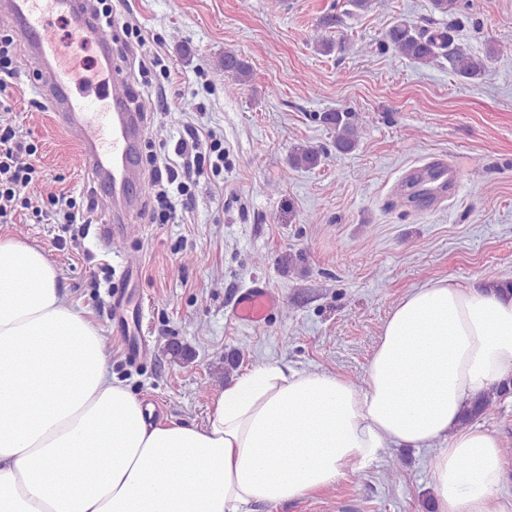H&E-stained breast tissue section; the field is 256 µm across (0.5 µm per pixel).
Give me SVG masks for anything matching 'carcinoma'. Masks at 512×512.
<instances>
[{
  "label": "carcinoma",
  "instance_id": "carcinoma-1",
  "mask_svg": "<svg viewBox=\"0 0 512 512\" xmlns=\"http://www.w3.org/2000/svg\"><path fill=\"white\" fill-rule=\"evenodd\" d=\"M385 41L391 45L396 55L416 63L427 64L442 56L448 59L453 71L466 79L475 80L481 77L488 63L499 53V49L491 45L485 55L477 56L465 53L461 48L453 46L454 38L446 28L437 30L420 29L409 22H401L391 27ZM224 72L230 74L232 83L225 85L224 90L230 91L234 86L248 80L250 68L232 51L224 52ZM321 119L330 125L336 133V152L348 154L354 151L360 141L358 127L349 112H325ZM320 162V153L309 146H296L290 153V164L294 168H313ZM512 393V386L505 383L496 386L474 401L471 409L464 416L469 424L482 417L500 398Z\"/></svg>",
  "mask_w": 512,
  "mask_h": 512
}]
</instances>
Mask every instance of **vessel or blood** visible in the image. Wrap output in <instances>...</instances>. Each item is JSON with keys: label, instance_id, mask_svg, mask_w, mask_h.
I'll return each mask as SVG.
<instances>
[{"label": "vessel or blood", "instance_id": "vessel-or-blood-1", "mask_svg": "<svg viewBox=\"0 0 512 512\" xmlns=\"http://www.w3.org/2000/svg\"><path fill=\"white\" fill-rule=\"evenodd\" d=\"M21 50L40 75L39 89L81 151L93 191L101 202L107 237L121 234L124 220L138 211L142 171L141 150L145 113L128 98L112 91L120 69L112 56V42L100 33L85 0H0ZM64 20L73 41L94 46L95 75L80 76L68 60L54 26ZM277 306L265 286L248 288L236 299L232 314L240 321L260 324Z\"/></svg>", "mask_w": 512, "mask_h": 512}]
</instances>
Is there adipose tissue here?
<instances>
[{
    "mask_svg": "<svg viewBox=\"0 0 512 512\" xmlns=\"http://www.w3.org/2000/svg\"><path fill=\"white\" fill-rule=\"evenodd\" d=\"M512 378V299L445 277L392 306L364 384L260 363L203 424L155 419L40 249L0 235V512H251L431 448L434 512H512L502 441L462 424Z\"/></svg>",
    "mask_w": 512,
    "mask_h": 512,
    "instance_id": "adipose-tissue-1",
    "label": "adipose tissue"
}]
</instances>
